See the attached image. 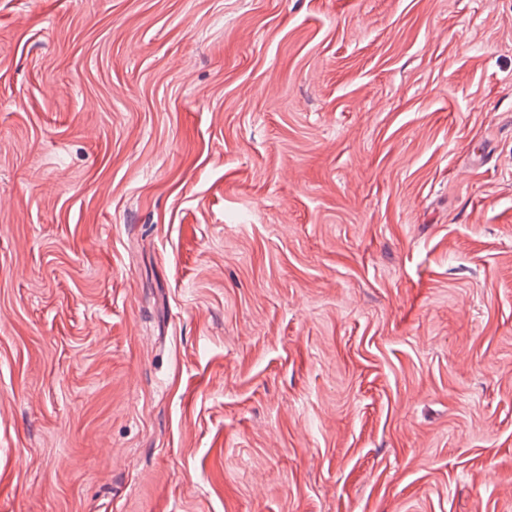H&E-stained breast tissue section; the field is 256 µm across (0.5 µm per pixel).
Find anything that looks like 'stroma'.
<instances>
[{
  "label": "stroma",
  "instance_id": "obj_1",
  "mask_svg": "<svg viewBox=\"0 0 512 512\" xmlns=\"http://www.w3.org/2000/svg\"><path fill=\"white\" fill-rule=\"evenodd\" d=\"M0 512H512V0H0Z\"/></svg>",
  "mask_w": 512,
  "mask_h": 512
}]
</instances>
